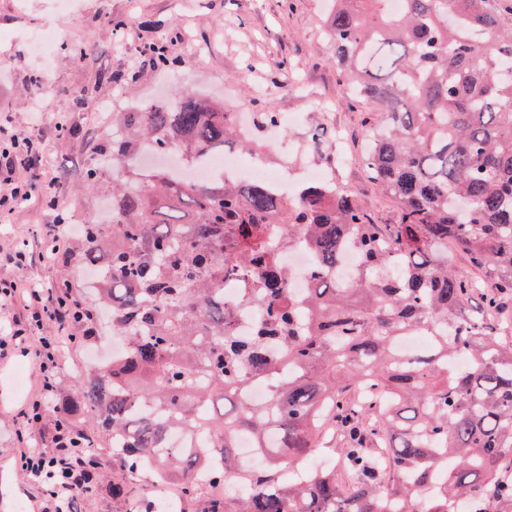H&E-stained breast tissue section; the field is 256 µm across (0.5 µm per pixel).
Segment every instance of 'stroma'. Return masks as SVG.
<instances>
[{
	"label": "stroma",
	"mask_w": 512,
	"mask_h": 512,
	"mask_svg": "<svg viewBox=\"0 0 512 512\" xmlns=\"http://www.w3.org/2000/svg\"><path fill=\"white\" fill-rule=\"evenodd\" d=\"M71 13H57L54 0H0V116L12 128L42 140L65 185L67 204L79 215L97 219L111 203L108 184L86 185L85 171L106 139L117 134V111L95 109L97 101L129 94L143 104L172 98L174 91L223 102L232 112L274 110L298 118L287 127L285 139L304 142L299 167L325 165L328 175L346 184L376 224L399 220V202L383 194L362 163L364 122L372 104L349 105L347 88L336 73L334 51L322 24L326 0H77ZM141 19L142 28L117 32L103 27L102 18L129 16ZM56 30L49 69H42L29 47V38L46 19ZM165 44L182 64L170 70H138L135 90L121 80L128 60L144 42ZM82 47L87 58L74 66L68 46ZM87 93L89 104L75 110L73 97ZM41 98L49 121L35 122L33 98ZM68 118L78 133L58 135L55 120ZM343 129L348 156L341 165L324 164L308 142L318 132L331 142L334 129ZM56 213L40 197H32L0 221V253L24 251V265L0 262V283L26 280L51 288L69 277L75 295L87 297L89 271L77 261L42 259V236ZM99 334L91 342L64 346L59 390L44 401L45 420L53 422L56 408L70 407L78 396V381L89 366L112 352L107 315L97 321ZM42 375L35 356V341L27 339L0 356V512H44V486L21 466L31 449L46 447L43 431L22 418L28 405L39 399ZM78 429L92 436L101 465L98 490L85 497L79 512H138L155 494L149 476L122 478L110 466L104 433L85 410H72Z\"/></svg>",
	"instance_id": "35a3bbf8"
}]
</instances>
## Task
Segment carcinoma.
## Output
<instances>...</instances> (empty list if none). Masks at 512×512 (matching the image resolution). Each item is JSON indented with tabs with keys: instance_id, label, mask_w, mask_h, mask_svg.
I'll list each match as a JSON object with an SVG mask.
<instances>
[{
	"instance_id": "carcinoma-1",
	"label": "carcinoma",
	"mask_w": 512,
	"mask_h": 512,
	"mask_svg": "<svg viewBox=\"0 0 512 512\" xmlns=\"http://www.w3.org/2000/svg\"><path fill=\"white\" fill-rule=\"evenodd\" d=\"M333 2L336 70L354 99L385 109L383 130L367 124L363 163L400 201L399 223H371L352 192L325 183L301 184L288 202L260 182L164 170L132 180L126 160L146 144L189 161L262 145L188 91L123 113L112 170H87L90 187L111 179L110 218L84 221L77 257L100 272L96 298L127 360L86 372L72 408L91 411L129 475L152 468L188 495L204 473L248 486L209 496L205 512H385L387 501L448 512L450 497L459 512L472 500L512 512V341L486 322L512 295V0H404L399 14L389 0ZM276 224L318 257L301 304L287 299ZM348 239L362 288L328 277ZM450 241L484 284L457 275ZM245 277L258 288L243 297L260 309L254 336L233 332L224 303V281ZM410 333L427 349L401 358L398 338ZM252 380L279 382L261 407L239 397ZM336 428L349 482L334 467L296 474ZM186 429L208 440L173 447ZM271 433L270 463L247 469L236 437L262 448ZM215 459L222 467L209 468ZM442 478V495L424 494Z\"/></svg>"
}]
</instances>
